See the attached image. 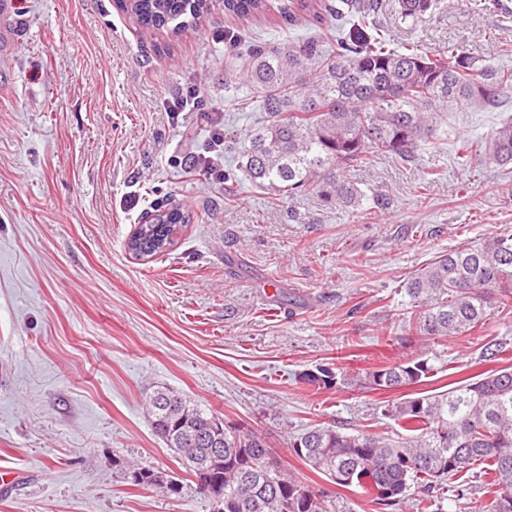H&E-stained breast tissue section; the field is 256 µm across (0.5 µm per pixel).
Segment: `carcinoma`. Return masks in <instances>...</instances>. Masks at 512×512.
<instances>
[{
	"mask_svg": "<svg viewBox=\"0 0 512 512\" xmlns=\"http://www.w3.org/2000/svg\"><path fill=\"white\" fill-rule=\"evenodd\" d=\"M264 0H224V10L247 17ZM127 8L145 27L208 9V0H129ZM440 9V0H398L405 20L418 21ZM309 12L325 36L287 49L255 44L237 59L250 98L262 112L246 138L230 146L238 168L255 188L293 198L315 194L341 208L358 207L366 194L347 171L372 155L401 166L415 161L458 101L497 106L512 94V70L486 65L456 43L427 54L406 43L392 48L355 0H288V23ZM489 157L512 164V121L486 141ZM190 215L164 209L130 235L127 247L139 258L168 251L177 227ZM405 292L412 323L428 336H448L483 327L492 294L502 309L512 306V232L451 250L419 269ZM429 360L414 357L366 374V388L390 391L423 385L432 377ZM318 390H339L345 374L325 362L301 374ZM152 426L196 481L214 473L222 480V512H327L325 500L270 461L256 432H242L202 406L167 389L149 397ZM375 422L394 431L314 425L289 442L294 455L339 487L368 497L381 512L411 489L429 499L448 480L478 466L495 487L488 512H512V367L475 375L440 392L375 403ZM129 485L179 496L174 476L154 467H120Z\"/></svg>",
	"mask_w": 512,
	"mask_h": 512,
	"instance_id": "carcinoma-1",
	"label": "carcinoma"
}]
</instances>
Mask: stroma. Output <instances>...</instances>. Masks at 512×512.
<instances>
[{"label": "stroma", "instance_id": "obj_1", "mask_svg": "<svg viewBox=\"0 0 512 512\" xmlns=\"http://www.w3.org/2000/svg\"><path fill=\"white\" fill-rule=\"evenodd\" d=\"M13 2L0 33V467L13 472L0 512H210L151 426L146 398L160 387L259 431L328 512H378L288 439L368 424L382 392H316L294 376L339 352L353 377L425 355L432 389L512 367L511 310L431 339L410 325L404 290L437 256L512 230V164L484 152L512 98L493 110L459 103L411 165L380 156L351 170L381 206L287 198L245 179L228 198L198 157L213 128L231 141L256 126L248 110L227 117L246 94L229 79L233 46L310 37L311 21L288 25L281 0L246 19L210 0L187 26L146 30L118 0ZM361 2L391 43L431 54L456 43L512 68V0L480 15L473 0H441L415 23L396 0ZM191 88L203 111L177 110ZM462 137L467 168L455 160ZM174 204L192 222L169 251L136 259V225ZM490 346L497 361L483 358ZM118 458L173 473L180 496L130 486ZM491 497L476 468L450 481L444 512H481Z\"/></svg>", "mask_w": 512, "mask_h": 512}]
</instances>
